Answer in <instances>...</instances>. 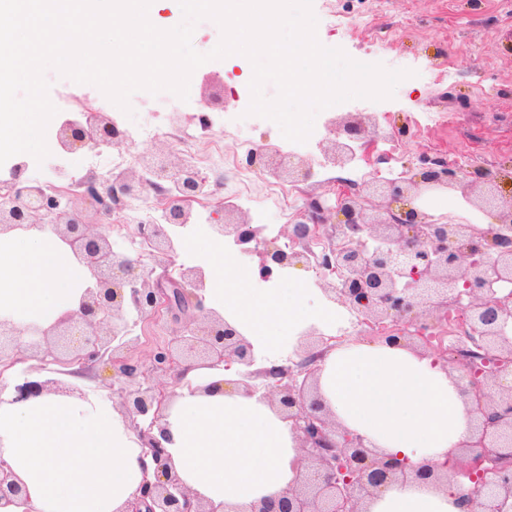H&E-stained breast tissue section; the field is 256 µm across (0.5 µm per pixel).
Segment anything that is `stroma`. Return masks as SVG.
Here are the masks:
<instances>
[{
    "label": "stroma",
    "instance_id": "stroma-1",
    "mask_svg": "<svg viewBox=\"0 0 512 512\" xmlns=\"http://www.w3.org/2000/svg\"><path fill=\"white\" fill-rule=\"evenodd\" d=\"M339 14L362 16V32L344 35L325 22L317 24V38L327 47L342 48L350 58L366 59L389 69L411 70L410 78L396 88L393 98L373 102L351 100L320 111L315 119L326 126L337 116L352 112L375 114L378 125L369 140L376 151L372 163L360 169L322 167L329 142L313 140L302 153L314 163V176L305 182L306 194L334 198L340 184L357 185L397 178L418 168L425 160L441 159L455 165L473 162L493 177L500 201L512 200V0H335ZM385 32L391 43L382 48L371 41ZM240 66L227 61L200 70L188 101L162 92L132 96L136 115L155 106L179 113L182 121L201 129L199 152H207L214 138H222L224 152L233 155L237 142L248 139L278 144L256 117L246 116L245 105L225 107ZM427 112H441V125L424 121ZM396 149L387 161L386 145ZM433 218L457 224H479L483 213L469 205L460 193L431 196L425 208ZM182 328L170 319L138 322L128 336L121 357L149 364L153 350Z\"/></svg>",
    "mask_w": 512,
    "mask_h": 512
}]
</instances>
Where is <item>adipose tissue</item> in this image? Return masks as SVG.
I'll list each match as a JSON object with an SVG mask.
<instances>
[{
  "label": "adipose tissue",
  "instance_id": "1",
  "mask_svg": "<svg viewBox=\"0 0 512 512\" xmlns=\"http://www.w3.org/2000/svg\"><path fill=\"white\" fill-rule=\"evenodd\" d=\"M208 257L206 308L219 312L271 357L294 346L309 327L336 322V307H311L298 272L272 288L254 287L253 269L208 238L191 242ZM87 269L55 235L37 228L0 237V317L17 328H48L79 309ZM220 392L175 387L160 425L169 466L202 502L239 512L301 481L304 462L278 410L236 387V369L184 373ZM319 393L337 423L389 457L429 464L450 479L435 486L408 479L382 488L368 512H468L466 483L453 479L460 447L473 435L471 406L454 371L409 345L358 341L328 349L317 374ZM0 390V457L24 483L35 512H130L143 482L142 445L111 400L46 392L13 400Z\"/></svg>",
  "mask_w": 512,
  "mask_h": 512
}]
</instances>
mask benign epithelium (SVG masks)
<instances>
[{
  "label": "benign epithelium",
  "instance_id": "obj_1",
  "mask_svg": "<svg viewBox=\"0 0 512 512\" xmlns=\"http://www.w3.org/2000/svg\"><path fill=\"white\" fill-rule=\"evenodd\" d=\"M334 134L326 150L327 163L343 168L356 159L352 143L364 141L377 127L376 116L348 113L329 121ZM57 145L71 151L89 142L112 147L123 133L104 112L89 113L86 123L67 122L56 131ZM259 161L272 175L293 183H304L312 175L309 160L301 155L284 157L266 149ZM137 165L151 178L124 171L104 180L84 182L78 198L90 202L102 221L112 218L123 195L147 189L163 211V223L141 227L156 254L171 258L176 227L193 223L192 204L207 195L205 180L186 162H171L154 154H140ZM27 165L13 170V188L0 201V236L47 224L89 270L91 282L81 296L76 316L56 321L48 329L31 330L29 349L44 353L61 366L96 362L123 343L128 319L151 315L175 321L185 312L188 298L202 307L200 292L205 277L198 267L187 268L180 279L153 281L150 274L122 249L92 229L72 198L61 202L24 178ZM367 196L380 201L376 215H368L360 193L344 192L336 205L313 197L299 209L296 221L279 231L299 243L311 233L327 227L331 215L341 242L312 258L304 251H287L259 232L248 220L209 225L211 234L238 248L240 256L258 258L259 281L269 283L274 273L290 268L326 269L345 273L343 282L323 279L321 290L331 302L356 311L364 322L377 327L376 339L396 345L410 339L432 347L437 327L462 315L464 335L455 346L440 353V359L462 368L460 380L470 398L474 440L462 445L464 462L455 472L470 482L464 500L472 512H512V387L493 393L492 386L512 380V338L506 329L512 321V202L501 203L489 173L452 167L436 160L396 179L365 186ZM458 191L466 202L494 218L485 229L473 224H449L432 219L423 210L429 192ZM17 327L0 318V367L19 362L16 355ZM308 355L294 372L282 366L256 369L252 345L214 310L188 316L183 330L172 343L156 347L151 370L167 372L177 362L184 366L202 363L209 368L235 363L246 394L277 405L300 442L305 461L303 480L279 495L254 505L251 512H367L364 503L390 483L410 478L441 483L447 475L430 467H414L406 461L388 459L364 444L363 437L340 428L315 392L318 362L325 349V336L316 328L303 333ZM123 378L122 407L135 419L147 423L139 430L145 445L143 471L154 464L155 481H145L130 512H215L198 500L169 471L165 449L151 435L162 418L168 394L144 386V371L126 362L119 370ZM46 391L65 395L85 393L63 390L51 379L26 380L15 386L14 401L21 402ZM15 505L32 512L24 484L8 463L0 458V506Z\"/></svg>",
  "mask_w": 512,
  "mask_h": 512
}]
</instances>
